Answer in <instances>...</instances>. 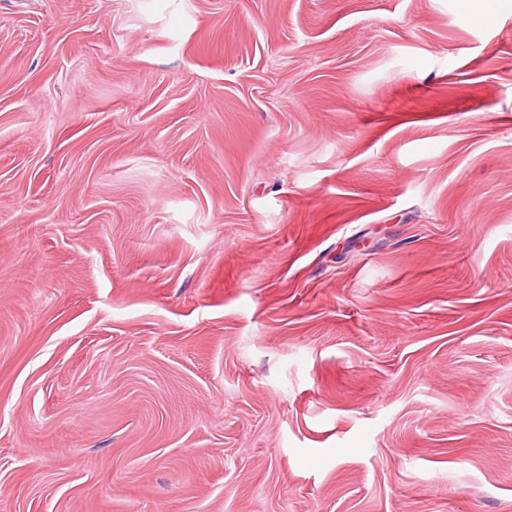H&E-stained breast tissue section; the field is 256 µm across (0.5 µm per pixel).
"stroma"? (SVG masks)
<instances>
[{"instance_id":"1","label":"stroma","mask_w":512,"mask_h":512,"mask_svg":"<svg viewBox=\"0 0 512 512\" xmlns=\"http://www.w3.org/2000/svg\"><path fill=\"white\" fill-rule=\"evenodd\" d=\"M0 0V512H512V0Z\"/></svg>"}]
</instances>
